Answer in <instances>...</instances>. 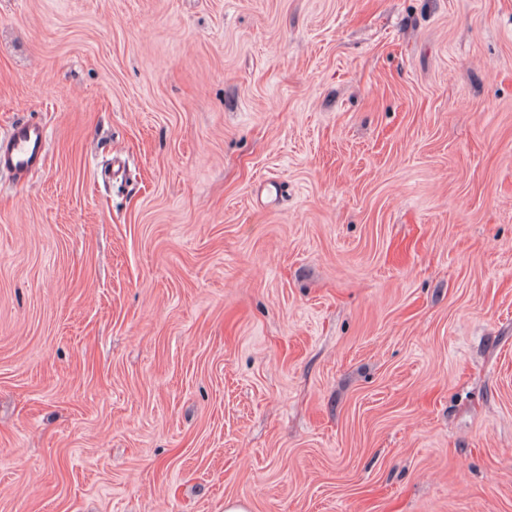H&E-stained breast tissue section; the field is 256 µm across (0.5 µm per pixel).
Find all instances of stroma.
<instances>
[{
    "mask_svg": "<svg viewBox=\"0 0 512 512\" xmlns=\"http://www.w3.org/2000/svg\"><path fill=\"white\" fill-rule=\"evenodd\" d=\"M0 512H512V0H0ZM49 133L40 122H16L0 136V172L23 186L30 172L43 166Z\"/></svg>",
    "mask_w": 512,
    "mask_h": 512,
    "instance_id": "1",
    "label": "stroma"
}]
</instances>
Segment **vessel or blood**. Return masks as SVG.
Masks as SVG:
<instances>
[{
	"instance_id": "b4317fda",
	"label": "vessel or blood",
	"mask_w": 512,
	"mask_h": 512,
	"mask_svg": "<svg viewBox=\"0 0 512 512\" xmlns=\"http://www.w3.org/2000/svg\"><path fill=\"white\" fill-rule=\"evenodd\" d=\"M48 137L40 122L15 123L0 134V172L7 173L16 185H24L29 173L43 166Z\"/></svg>"
}]
</instances>
